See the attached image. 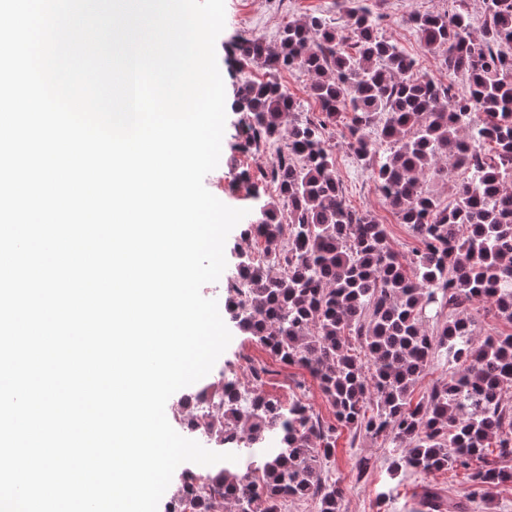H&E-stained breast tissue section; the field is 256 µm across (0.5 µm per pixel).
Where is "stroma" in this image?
Instances as JSON below:
<instances>
[{
    "mask_svg": "<svg viewBox=\"0 0 512 512\" xmlns=\"http://www.w3.org/2000/svg\"><path fill=\"white\" fill-rule=\"evenodd\" d=\"M372 10L382 15L381 32L415 62L418 74L441 83L452 82L453 76L442 66L439 57L428 52L422 45L416 30L405 23L404 18L413 12L440 13L452 9V0H369ZM347 7L346 0H278L273 8H266L264 0H225V26L216 41L217 62L225 87H233L235 71L228 49L241 34L257 35L267 42H275L289 21L316 15L329 19H342ZM225 131L222 140L221 159L224 164L223 189L219 197L234 208H252L247 177L257 176L271 159L266 151L235 150V125L238 114L234 107L226 109ZM343 126H336L332 142L335 146L336 172L343 184L347 205L359 212H372L385 224L388 245L391 249L408 254L418 246L407 225L401 224L397 214L383 201L370 170L353 163L344 144ZM249 360L265 366L266 394L288 402L299 398L324 419H331L332 411L318 384L297 366H283L267 352L252 344L240 333H233L232 341L218 358L212 371L202 380L203 385L218 383L227 362ZM390 448L382 440L366 435L352 436L342 432L336 441L333 472L341 481L344 497L343 512H419L418 503L424 483L437 485L444 494H463L467 488L462 473L453 470L437 471L425 476L412 473L390 475L388 472ZM370 463L366 476L355 479L359 460ZM390 491L389 499H381L383 491Z\"/></svg>",
    "mask_w": 512,
    "mask_h": 512,
    "instance_id": "1",
    "label": "stroma"
}]
</instances>
